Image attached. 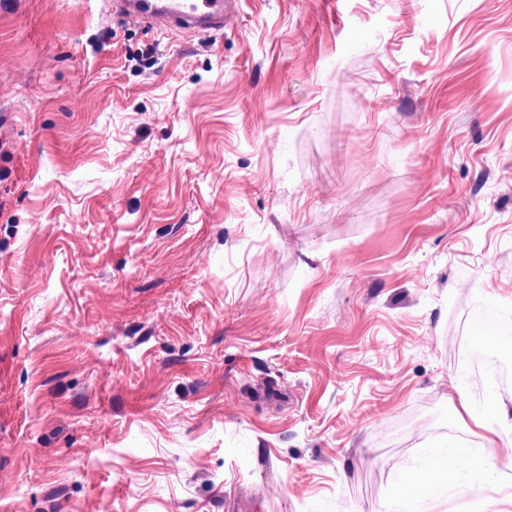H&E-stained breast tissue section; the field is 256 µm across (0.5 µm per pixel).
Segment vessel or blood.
Listing matches in <instances>:
<instances>
[{"instance_id":"vessel-or-blood-1","label":"vessel or blood","mask_w":512,"mask_h":512,"mask_svg":"<svg viewBox=\"0 0 512 512\" xmlns=\"http://www.w3.org/2000/svg\"><path fill=\"white\" fill-rule=\"evenodd\" d=\"M119 7L139 20H158L173 30L210 31L224 26L225 0H120Z\"/></svg>"}]
</instances>
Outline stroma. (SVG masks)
Returning a JSON list of instances; mask_svg holds the SVG:
<instances>
[{
    "mask_svg": "<svg viewBox=\"0 0 512 512\" xmlns=\"http://www.w3.org/2000/svg\"><path fill=\"white\" fill-rule=\"evenodd\" d=\"M512 0L0 7V512H496ZM225 0H121L127 15L139 20L163 21L173 30L210 31L224 27ZM464 359L472 363L475 367L478 363L484 365L488 371H492L497 379L506 386L509 384L508 378L503 371V359L494 351L490 352L482 345H471L466 351ZM458 415L462 420H470L482 431L481 438L487 448H496L500 444L512 447V399L509 403L498 401L495 404L494 417L491 422L475 416L466 402H461Z\"/></svg>",
    "mask_w": 512,
    "mask_h": 512,
    "instance_id": "1",
    "label": "stroma"
}]
</instances>
